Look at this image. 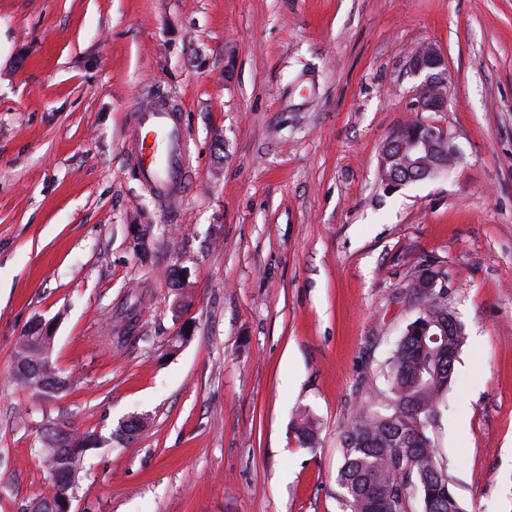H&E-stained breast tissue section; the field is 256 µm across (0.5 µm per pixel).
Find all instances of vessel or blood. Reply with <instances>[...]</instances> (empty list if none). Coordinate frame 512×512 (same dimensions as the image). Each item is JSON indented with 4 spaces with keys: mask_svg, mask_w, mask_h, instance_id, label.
I'll return each mask as SVG.
<instances>
[{
    "mask_svg": "<svg viewBox=\"0 0 512 512\" xmlns=\"http://www.w3.org/2000/svg\"><path fill=\"white\" fill-rule=\"evenodd\" d=\"M179 116V106L161 93L129 106L128 160L142 183L170 205L192 179L189 141Z\"/></svg>",
    "mask_w": 512,
    "mask_h": 512,
    "instance_id": "vessel-or-blood-1",
    "label": "vessel or blood"
}]
</instances>
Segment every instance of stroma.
<instances>
[{"instance_id":"stroma-1","label":"stroma","mask_w":512,"mask_h":512,"mask_svg":"<svg viewBox=\"0 0 512 512\" xmlns=\"http://www.w3.org/2000/svg\"><path fill=\"white\" fill-rule=\"evenodd\" d=\"M426 43L449 104L423 118L461 158L388 192ZM154 90L192 151L171 209L125 156ZM425 263L465 330L433 437L466 512H512V0H0V512L43 496L59 418L101 438L71 512H346L341 437ZM38 318L46 397L11 377Z\"/></svg>"}]
</instances>
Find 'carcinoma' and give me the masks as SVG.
I'll return each instance as SVG.
<instances>
[{"instance_id":"carcinoma-1","label":"carcinoma","mask_w":512,"mask_h":512,"mask_svg":"<svg viewBox=\"0 0 512 512\" xmlns=\"http://www.w3.org/2000/svg\"><path fill=\"white\" fill-rule=\"evenodd\" d=\"M448 300L421 290L416 314L401 331L390 356L386 404L365 402L341 438L342 465L337 481L349 512H462L442 453L432 437L440 404L453 382L455 356L464 341V328L445 336V351L437 352L430 337L422 335L426 323H448ZM40 344L29 332L19 336L12 378L26 386L33 381L22 367L38 360ZM145 426L132 417L119 426V437L133 438ZM299 434L311 444L316 422L300 412ZM71 450L62 451L49 439L38 448L50 474L43 499L70 495L73 473L81 469L85 452L94 446L93 433L69 432Z\"/></svg>"}]
</instances>
